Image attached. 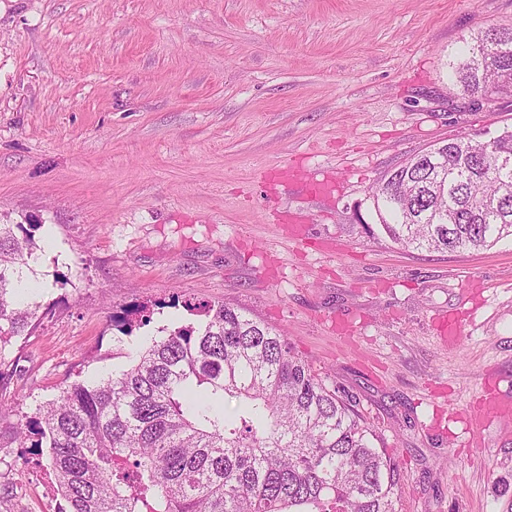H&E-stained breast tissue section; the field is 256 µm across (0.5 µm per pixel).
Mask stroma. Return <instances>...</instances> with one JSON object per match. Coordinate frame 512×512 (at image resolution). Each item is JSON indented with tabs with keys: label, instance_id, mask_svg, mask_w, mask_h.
Segmentation results:
<instances>
[{
	"label": "stroma",
	"instance_id": "stroma-1",
	"mask_svg": "<svg viewBox=\"0 0 512 512\" xmlns=\"http://www.w3.org/2000/svg\"><path fill=\"white\" fill-rule=\"evenodd\" d=\"M510 24L512 0H0V224H39L52 309L0 351V512H56L20 424L198 323L175 296L283 331L344 389L399 464L398 512H512V423L448 419L485 381L512 396V238L421 253L368 231L406 158L512 125V97L474 102L448 67ZM291 163L303 179L264 183ZM143 303L148 326L113 329Z\"/></svg>",
	"mask_w": 512,
	"mask_h": 512
}]
</instances>
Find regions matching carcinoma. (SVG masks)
<instances>
[{
    "label": "carcinoma",
    "mask_w": 512,
    "mask_h": 512,
    "mask_svg": "<svg viewBox=\"0 0 512 512\" xmlns=\"http://www.w3.org/2000/svg\"><path fill=\"white\" fill-rule=\"evenodd\" d=\"M449 68L469 96L512 95V26L478 31ZM489 141L435 144L440 165L377 186L381 232L438 252L512 237V128ZM40 228L0 224V350L39 308L21 284ZM181 304L205 321L152 338L117 373L67 385L22 424V444L48 449L68 505L58 512H398V464L345 391L280 331L226 303ZM150 321L143 307L112 326L129 336Z\"/></svg>",
    "instance_id": "1"
}]
</instances>
